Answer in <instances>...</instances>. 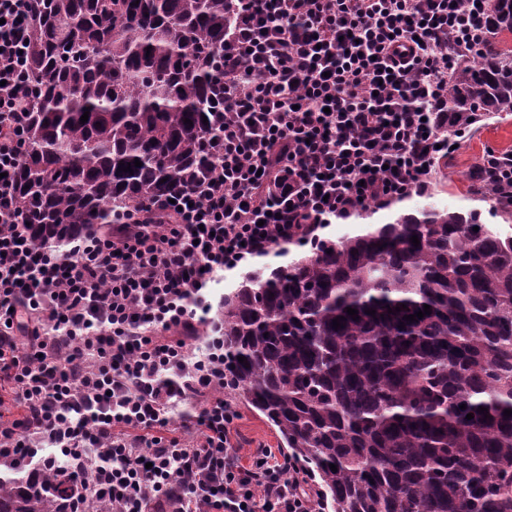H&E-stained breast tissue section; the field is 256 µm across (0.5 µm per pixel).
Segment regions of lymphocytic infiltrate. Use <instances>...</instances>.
Segmentation results:
<instances>
[{"label": "lymphocytic infiltrate", "instance_id": "1", "mask_svg": "<svg viewBox=\"0 0 512 512\" xmlns=\"http://www.w3.org/2000/svg\"><path fill=\"white\" fill-rule=\"evenodd\" d=\"M32 2L0 0V378L39 420H0V460L85 480L75 512H314L290 457L239 461L222 337L195 360L183 335L216 273L429 187L459 142L448 50L484 39L496 0H236L206 145L219 166L64 247L33 243L12 176L36 98Z\"/></svg>", "mask_w": 512, "mask_h": 512}]
</instances>
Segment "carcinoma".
<instances>
[{"label":"carcinoma","mask_w":512,"mask_h":512,"mask_svg":"<svg viewBox=\"0 0 512 512\" xmlns=\"http://www.w3.org/2000/svg\"><path fill=\"white\" fill-rule=\"evenodd\" d=\"M234 11V0H36L39 95L15 169L36 244L61 245L218 164L205 149L218 128L203 117ZM504 30L512 0H496L488 23ZM462 55L448 115L469 127L512 112V56L490 40ZM293 246L309 254L246 275L217 329L228 387L307 468L318 512H512V233L477 208L423 207ZM82 500L79 481L39 467L0 472V512Z\"/></svg>","instance_id":"carcinoma-1"}]
</instances>
